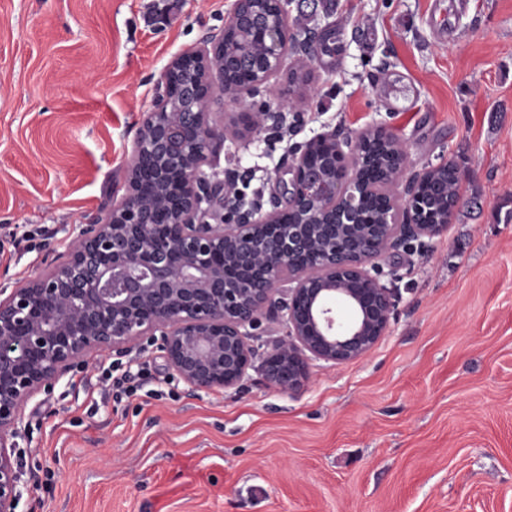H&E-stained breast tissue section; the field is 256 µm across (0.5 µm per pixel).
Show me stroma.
Listing matches in <instances>:
<instances>
[{
	"instance_id": "1",
	"label": "stroma",
	"mask_w": 512,
	"mask_h": 512,
	"mask_svg": "<svg viewBox=\"0 0 512 512\" xmlns=\"http://www.w3.org/2000/svg\"><path fill=\"white\" fill-rule=\"evenodd\" d=\"M234 0H0V229L35 231L0 260V289L62 261L125 193L166 64L219 33ZM297 37H336L295 85L289 56L255 111L280 132L225 141L217 169L267 203L290 146L380 125L408 169L465 174L443 236L390 258L399 298L363 359L310 365L293 394L257 371L285 336L263 323L241 388L190 393L157 347L153 395L116 400L97 366L23 411L33 481L17 512H512V0H288ZM451 15L450 29L438 19ZM92 382L78 392L79 379ZM266 490L263 498L253 486Z\"/></svg>"
}]
</instances>
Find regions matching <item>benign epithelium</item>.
<instances>
[{
	"label": "benign epithelium",
	"mask_w": 512,
	"mask_h": 512,
	"mask_svg": "<svg viewBox=\"0 0 512 512\" xmlns=\"http://www.w3.org/2000/svg\"><path fill=\"white\" fill-rule=\"evenodd\" d=\"M250 40L262 50L255 81L225 80L234 60L222 33L169 61L122 200L80 231L63 261L0 298V512H16L22 495L16 438L25 405L78 365L147 341L189 391H227L253 368L254 330L280 320L286 337L261 371L269 386L294 393L310 362L360 360L387 332L397 293L381 261L447 233L446 223L421 222L429 169L408 173L399 141L394 166L363 179L365 139L393 140L382 126L350 142L331 130L293 146L287 191L266 208L238 190L244 174L214 170L224 140H252L284 120L247 99L269 92L297 51L288 26H254ZM185 68L197 74L173 102L165 90ZM218 95L237 108L227 122L211 112ZM318 148L332 160L330 175L309 166Z\"/></svg>",
	"instance_id": "7a95c632"
}]
</instances>
